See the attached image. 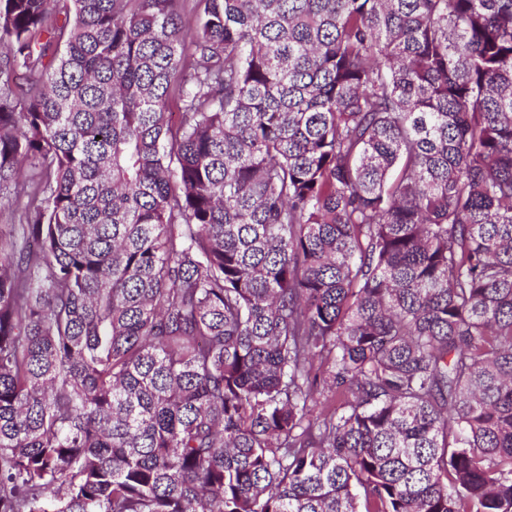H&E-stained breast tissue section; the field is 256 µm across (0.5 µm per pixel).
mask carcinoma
Instances as JSON below:
<instances>
[{
  "label": "carcinoma",
  "instance_id": "carcinoma-1",
  "mask_svg": "<svg viewBox=\"0 0 512 512\" xmlns=\"http://www.w3.org/2000/svg\"><path fill=\"white\" fill-rule=\"evenodd\" d=\"M197 2L0 0V512H512V0Z\"/></svg>",
  "mask_w": 512,
  "mask_h": 512
}]
</instances>
